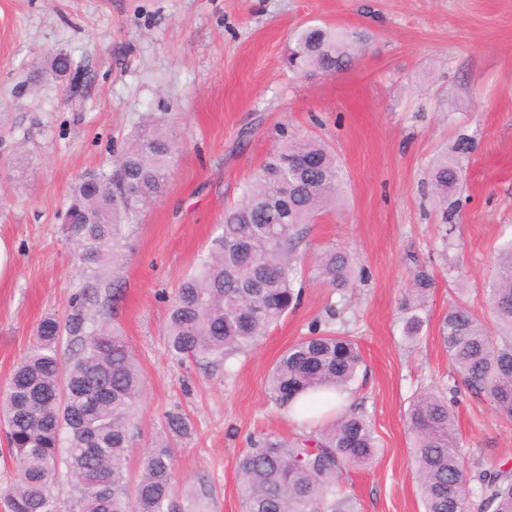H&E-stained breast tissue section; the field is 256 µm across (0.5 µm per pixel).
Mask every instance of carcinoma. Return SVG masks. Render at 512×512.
Listing matches in <instances>:
<instances>
[{"mask_svg": "<svg viewBox=\"0 0 512 512\" xmlns=\"http://www.w3.org/2000/svg\"><path fill=\"white\" fill-rule=\"evenodd\" d=\"M359 37L321 24L295 30L290 68L338 71L352 59ZM176 153L174 141L146 123L111 170L81 178L72 188L64 230L86 281L73 294L66 322L40 321L35 340L0 397V421L16 477L0 491L6 512H52L51 485L64 473L78 491L76 512H199L176 495L173 440L187 433L188 418L166 417V433L144 455L135 485L127 477L131 422L144 376L124 336L104 321L100 288L122 257L125 224L160 192ZM459 180L441 163L433 184L441 197ZM343 176L336 156L312 137L287 138L243 188L239 205L224 211L221 234L172 296L165 333L184 360L219 363L252 346L295 307L301 264L297 248L305 225L336 204ZM489 308L500 331L492 333L463 302L448 307L442 342L463 382L485 394L496 413L512 421V241L495 258ZM316 276L330 288L351 286L353 258L326 250L315 258ZM434 277L412 274L404 300V334L420 335ZM77 350L60 359L64 337ZM358 344L330 331L289 346L268 378L276 406L306 415L342 395L356 379ZM412 462L426 512H512V468L477 476L476 500L466 489L458 418L442 394L425 390L406 414ZM378 448L365 414L345 411L312 436L250 439L237 461L244 512H358L343 490L349 470L373 462Z\"/></svg>", "mask_w": 512, "mask_h": 512, "instance_id": "1", "label": "carcinoma"}]
</instances>
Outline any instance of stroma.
<instances>
[{
	"label": "stroma",
	"instance_id": "1",
	"mask_svg": "<svg viewBox=\"0 0 512 512\" xmlns=\"http://www.w3.org/2000/svg\"><path fill=\"white\" fill-rule=\"evenodd\" d=\"M313 21L366 35L350 68H288L291 33ZM57 52L72 60L61 78L47 69ZM148 116L178 152L101 291L144 375L130 478L181 413L192 430L175 445L179 497L242 512L236 461L250 438L322 424L276 408L267 375L324 326L356 337L363 357L348 402L378 450L346 478L360 512H424L405 414L425 389L455 409L470 470L512 467V422L454 376L441 340L458 297L495 325L494 258L512 239V0H0V239L12 263L0 278V388L40 320H66L84 279L61 224L72 187L113 167ZM285 133L325 142L344 177L341 205L307 225L298 248L301 301L226 364L178 360L165 335L171 296ZM447 158L461 177L443 207L430 177ZM331 248L354 257L353 287L312 280ZM417 269L436 288L410 340L401 303Z\"/></svg>",
	"mask_w": 512,
	"mask_h": 512
}]
</instances>
